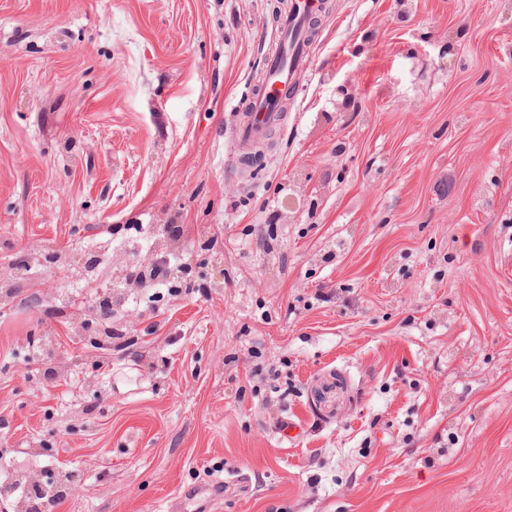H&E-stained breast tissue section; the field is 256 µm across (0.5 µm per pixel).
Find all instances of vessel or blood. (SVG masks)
Here are the masks:
<instances>
[{
	"mask_svg": "<svg viewBox=\"0 0 512 512\" xmlns=\"http://www.w3.org/2000/svg\"><path fill=\"white\" fill-rule=\"evenodd\" d=\"M288 13L280 21V38L265 60L261 87L243 104L236 139L242 144L261 141L269 128L281 120L279 95L292 88L294 78L308 59L307 29L321 7L320 0H291Z\"/></svg>",
	"mask_w": 512,
	"mask_h": 512,
	"instance_id": "b4317fda",
	"label": "vessel or blood"
}]
</instances>
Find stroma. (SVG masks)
Here are the masks:
<instances>
[{
  "mask_svg": "<svg viewBox=\"0 0 512 512\" xmlns=\"http://www.w3.org/2000/svg\"><path fill=\"white\" fill-rule=\"evenodd\" d=\"M276 4L0 0V512H512V0H326L248 167ZM109 298L112 304V295H107L99 298L96 305L88 311V317L84 319L85 331L90 332L97 327L98 318L100 317L101 333L104 336H112V311L109 309H102L99 312L100 304L105 299Z\"/></svg>",
  "mask_w": 512,
  "mask_h": 512,
  "instance_id": "stroma-1",
  "label": "stroma"
}]
</instances>
